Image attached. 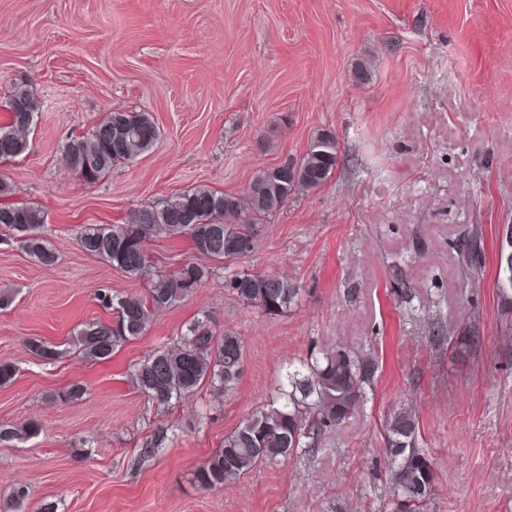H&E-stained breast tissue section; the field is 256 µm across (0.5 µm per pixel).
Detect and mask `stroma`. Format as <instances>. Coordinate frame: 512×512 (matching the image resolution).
Returning <instances> with one entry per match:
<instances>
[{
    "mask_svg": "<svg viewBox=\"0 0 512 512\" xmlns=\"http://www.w3.org/2000/svg\"><path fill=\"white\" fill-rule=\"evenodd\" d=\"M21 82L41 108L26 153L0 160L12 187L0 200L45 213L57 261L39 264L0 226V290L13 295L0 361L17 370L0 426H39L0 440V497L25 487L20 512H395L384 429L405 405L437 474L418 512H512V290L496 261L512 225V0H0V124ZM110 112L149 113L161 138L89 184L62 147ZM324 130L334 176L260 225L251 258L152 238V270L194 263L209 278L109 359L27 350L111 321L98 289L149 286L85 255L79 226L199 186L240 194ZM397 266L411 302L394 292ZM243 270L288 278L295 303L277 315L243 303L224 286ZM204 313L244 342L238 383L148 400L133 370ZM436 318L452 337L438 351ZM339 345L378 364L352 418L322 448L203 489L196 473L225 436L300 361ZM75 384L79 399L57 401Z\"/></svg>",
    "mask_w": 512,
    "mask_h": 512,
    "instance_id": "1",
    "label": "stroma"
}]
</instances>
